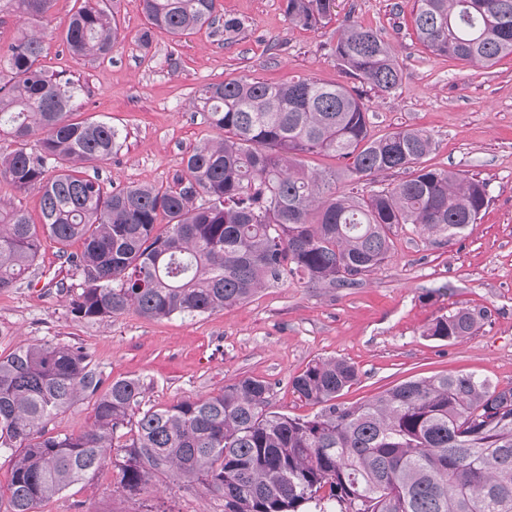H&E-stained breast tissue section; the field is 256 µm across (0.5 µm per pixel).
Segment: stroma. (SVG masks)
<instances>
[{"label": "stroma", "mask_w": 512, "mask_h": 512, "mask_svg": "<svg viewBox=\"0 0 512 512\" xmlns=\"http://www.w3.org/2000/svg\"><path fill=\"white\" fill-rule=\"evenodd\" d=\"M82 4L54 0L38 29L40 63L79 85L77 119L120 130L117 155L86 169L106 188L177 185L188 152L223 136L192 108L205 86L307 78L359 87L374 135L426 131L434 147L423 166L483 181L489 202L477 223L447 244L399 225L390 258L356 287L310 288L291 279L196 317L149 320L132 310L105 320L75 317L69 299L82 279L47 240L31 285L0 291V353L45 342L83 346L105 381L139 378L146 409L251 376L271 382L272 410L307 418L316 408L290 381L318 358L357 368L358 381L340 397L346 404L408 379L461 371L512 387V56L487 67L427 51L417 39L413 0H336L331 20L314 29L290 23L284 0H217L219 16L244 24L229 43L223 30L208 26L173 36L151 27L139 0H116L117 47L104 58L76 59L62 33ZM350 21L387 40L403 73L396 91L357 86L337 63L330 46ZM465 307L487 312L472 336L454 343L425 336L434 318ZM119 462L112 455L94 477L41 503L38 512H224L222 497L163 476L129 495L117 482Z\"/></svg>", "instance_id": "obj_1"}]
</instances>
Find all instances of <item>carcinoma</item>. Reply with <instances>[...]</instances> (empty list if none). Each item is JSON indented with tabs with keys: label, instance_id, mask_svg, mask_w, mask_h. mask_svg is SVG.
<instances>
[{
	"label": "carcinoma",
	"instance_id": "cac0c4a2",
	"mask_svg": "<svg viewBox=\"0 0 512 512\" xmlns=\"http://www.w3.org/2000/svg\"><path fill=\"white\" fill-rule=\"evenodd\" d=\"M13 2L37 24L53 0ZM141 5L151 25L173 35L220 21L227 40L243 29L237 18L220 19L216 0ZM335 8L336 0H285L289 21L306 28L328 23ZM413 11L417 37L434 54L488 65L512 55V0H414ZM118 37L115 18L95 0L72 15L64 42L74 57H105ZM40 51L28 32L0 50L12 74L0 85V131L19 144L0 156V179L41 194L38 224L0 201V291L26 279L49 239L82 276L69 302L77 317L212 314L294 277L350 287L389 258L399 225L446 244L487 204L483 182L421 165L430 135L407 128L376 137L355 89L307 79L205 87L200 111L224 138L193 148L175 188L109 191L82 168L111 158L119 131L71 118L79 86L40 67ZM331 51L362 84L386 93L401 84L376 30L350 22ZM308 154L346 160V179L356 183L395 169L411 174L392 187L340 191L336 171L306 168ZM74 242L78 253L68 252ZM485 317L461 308L435 318L426 336L456 342ZM358 377L336 358L294 376V392L319 407L310 419L271 410L272 384L250 376L136 413L139 379L104 384L80 346H20L0 354V449L12 456L0 506L37 512L94 476L115 448L128 494L162 475L204 486L224 498V512H304L310 504L316 512H512V387L465 372L407 380L357 405L337 402ZM87 398V430L47 433L54 416ZM126 428L131 437L121 444Z\"/></svg>",
	"mask_w": 512,
	"mask_h": 512
}]
</instances>
